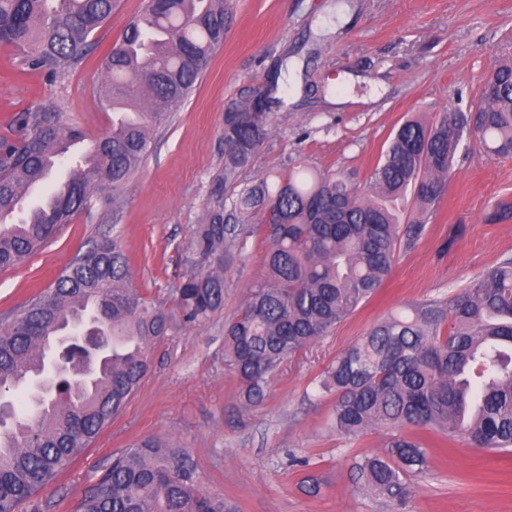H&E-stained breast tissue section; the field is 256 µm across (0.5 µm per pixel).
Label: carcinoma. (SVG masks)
<instances>
[{
    "label": "carcinoma",
    "mask_w": 512,
    "mask_h": 512,
    "mask_svg": "<svg viewBox=\"0 0 512 512\" xmlns=\"http://www.w3.org/2000/svg\"><path fill=\"white\" fill-rule=\"evenodd\" d=\"M115 0H0V44L24 65L54 76L79 62ZM224 0H147L122 40L102 61L112 99V133L83 157L70 145L86 140L62 122L54 101L15 114L12 136L0 137V270L37 253L87 210L92 186L112 190V203L149 151V130L189 97L224 43ZM270 89L224 113V175L184 253L190 273L176 290L184 322L201 324L224 307V269L234 251L264 233V273L241 309L224 324V365L239 382L245 407L262 403L268 382L288 357L328 336L390 275L395 257L429 231L445 181L463 141L492 159H512V63L483 80L469 112L432 121L407 118L383 160L358 190L341 171L304 158L271 181L239 182L273 124ZM65 181L47 204L15 220L25 192L63 163ZM238 188L233 211L256 224L224 223V187ZM85 323L112 337V351L92 373L67 362L45 400L28 384L64 332ZM168 317L131 282L118 238L79 254L55 287L0 320V512H16L124 408L149 366L152 345ZM336 395L331 423L354 438L368 430L405 428L459 437L472 448L512 452V259L489 282L447 301L428 300L408 314L375 322L336 357L319 381ZM423 443L393 435L384 449L357 463L358 482L376 497L401 504L406 477L427 467ZM77 512H234L202 487L184 449L156 438L134 443L82 495Z\"/></svg>",
    "instance_id": "carcinoma-1"
}]
</instances>
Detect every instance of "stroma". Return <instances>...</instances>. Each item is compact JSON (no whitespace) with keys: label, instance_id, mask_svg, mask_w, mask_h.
<instances>
[{"label":"stroma","instance_id":"stroma-1","mask_svg":"<svg viewBox=\"0 0 512 512\" xmlns=\"http://www.w3.org/2000/svg\"><path fill=\"white\" fill-rule=\"evenodd\" d=\"M144 0H117L95 34V50L57 76L24 66L0 46V135L16 112L56 100L63 123L94 142L110 135L112 112L99 97L103 57L120 42ZM224 44L178 111L151 133L147 156L122 192L120 210L102 192L24 265L0 271V317L52 287L77 253L117 236L133 284L170 321L150 352L149 370L122 413L17 512H75L113 455L152 436L194 457L202 485L237 512H512V454L421 433L429 456L395 505L363 491L355 465L382 451L386 433L355 439L329 425L335 398L317 384L328 366L391 313L448 299L512 258V219L490 222L512 203V160H493L461 143L427 235L400 252L384 285L330 335L274 372L262 405L244 408L224 369V321L264 270V247L249 239L224 274V308L202 325L185 324L174 293L187 272L183 247L202 222L224 170V113L252 101L280 61L283 104L242 179L282 172L302 156L365 184L410 115L468 110L482 76L512 62V0H224ZM316 481L309 489L305 477Z\"/></svg>","mask_w":512,"mask_h":512}]
</instances>
